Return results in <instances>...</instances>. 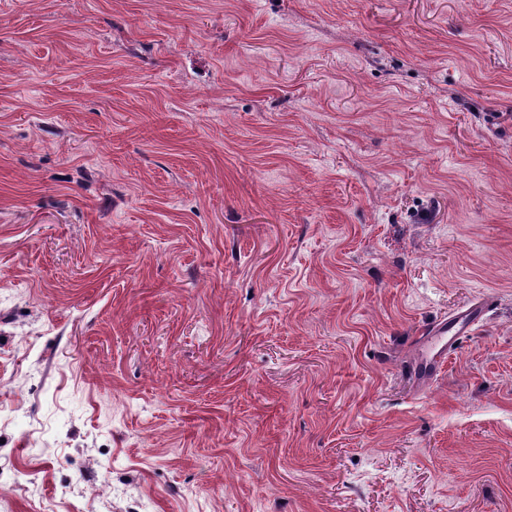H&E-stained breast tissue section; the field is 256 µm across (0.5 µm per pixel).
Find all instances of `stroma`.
<instances>
[{
    "label": "stroma",
    "instance_id": "stroma-1",
    "mask_svg": "<svg viewBox=\"0 0 512 512\" xmlns=\"http://www.w3.org/2000/svg\"><path fill=\"white\" fill-rule=\"evenodd\" d=\"M0 512H512V0H0ZM491 306V297H487L473 308L440 320L432 326L425 339L429 351L424 358V370L428 377L435 375L442 367L457 336L471 332L472 327Z\"/></svg>",
    "mask_w": 512,
    "mask_h": 512
}]
</instances>
